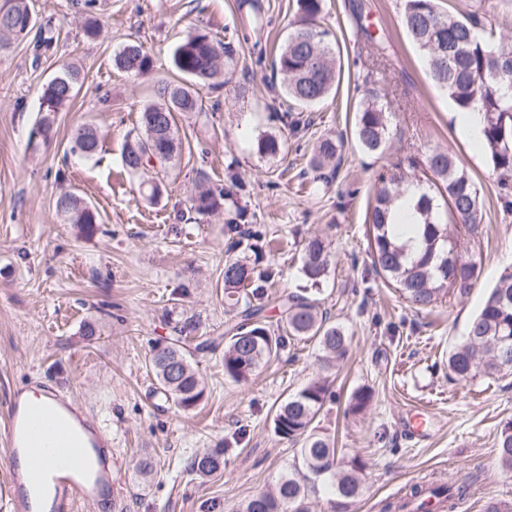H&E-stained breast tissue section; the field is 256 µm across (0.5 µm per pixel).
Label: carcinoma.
Listing matches in <instances>:
<instances>
[{"label":"carcinoma","instance_id":"carcinoma-1","mask_svg":"<svg viewBox=\"0 0 512 512\" xmlns=\"http://www.w3.org/2000/svg\"><path fill=\"white\" fill-rule=\"evenodd\" d=\"M10 10L0 14V52L12 41L27 37L36 20L29 0H8ZM299 20L272 60L273 77L282 80L285 99L301 107L325 100L340 81L335 62L337 52L330 31L319 25L323 0H297ZM350 14L370 44L376 37L361 25L365 4L354 0ZM401 23L407 35L424 54L429 74L437 88L463 112L482 117V147L489 169L500 177L502 199L512 207V37L501 31L495 16L483 6L458 17L443 10L438 0H401ZM117 69L130 74L151 70V56L138 44H127L114 56ZM234 64L232 41L219 44L206 32H188L171 53V69L177 80L166 82L158 90L159 100L146 105L140 128L126 136L122 165L130 174L152 169L166 170L179 150L176 113L199 112L200 89L205 87L219 67ZM81 74L67 65L43 85L39 111L44 116L36 131L44 138L52 130L51 114L61 111L76 94ZM392 112L379 91L364 79L356 105L353 137L367 154L381 156L391 137ZM97 129L90 124L79 127L73 137L72 152L90 159L98 148ZM258 154L276 158L285 149L280 136L265 133L258 137ZM344 147V137L317 140L310 162V183L328 184L336 170ZM431 178L416 204L421 215L423 253L410 261L407 248L398 242L392 230V215L407 183L401 166L381 169L367 208L369 253L375 272L396 289L407 306L416 313L430 311L448 295L464 297L478 283L476 262L465 254L467 241L482 234V198L469 173L460 167L448 150L431 149L425 158ZM226 187H201L192 199V207L201 214L213 213L224 200L240 188L234 174L227 175ZM55 210L64 223L90 238L98 230L100 215L81 195L66 191L55 200ZM247 221L243 210L225 224L228 250L246 246L254 255L224 262V304L235 312L236 322L224 336V377L248 383L263 366L279 360L290 337L314 339L327 362L344 359L348 353L347 336L336 325L327 324L319 313L315 294L327 276L332 254L326 239L313 236L305 240L300 272L306 286L297 292L274 298L281 317L272 325L264 315L269 295L262 287L274 278L271 268H262L258 260L270 242L262 232L241 229ZM195 325L185 321L173 327L174 336L152 348L150 369L157 390L179 410L190 411L201 404L206 388L188 357V335ZM512 267L504 270L491 289L480 312L468 324L461 344L448 354V370L458 381L481 374L496 379L512 372ZM373 391L356 390L344 411L359 415L369 406ZM334 400L330 383L323 377L311 380L295 395L278 406L273 414L276 435L298 449L303 467L310 474L304 482L293 474L281 477L275 491L249 500L241 512H309L307 498L315 482L329 480L337 499L329 502L330 512H347L349 504L362 492L357 473L364 468L361 458L339 455L335 437L314 426L322 407ZM502 468L512 471V421L505 423L495 445ZM224 470V449L209 448L188 458L184 472L200 479L216 476ZM467 491L464 484H414L405 497L384 505L387 512H454L457 501Z\"/></svg>","mask_w":512,"mask_h":512}]
</instances>
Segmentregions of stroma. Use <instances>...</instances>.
Instances as JSON below:
<instances>
[{"instance_id":"1","label":"stroma","mask_w":512,"mask_h":512,"mask_svg":"<svg viewBox=\"0 0 512 512\" xmlns=\"http://www.w3.org/2000/svg\"><path fill=\"white\" fill-rule=\"evenodd\" d=\"M253 2L263 25L245 28L226 84L201 90L202 111L178 114L182 147L168 172L141 177L125 171L121 152L144 105L173 78L171 49L194 28L223 39L239 0H31L38 25L53 31L52 49L37 64L25 40L0 52V409L25 385L55 389L96 417L112 439L122 512H202L206 501L215 502L214 512H237L292 471L297 449L275 434L273 411L325 373L340 398L324 406L318 426L366 463L351 512H381L399 489L426 478L468 481L457 512L512 503V472L495 453L501 426L512 421V375L459 383L443 367L489 288L512 266V209L502 205L496 175L483 151L458 135L460 111L402 30L399 0H366L370 27L386 34L387 52L378 59L355 37L349 0H325L319 22L338 38L339 88L302 112L298 133H286L270 63L297 20L296 0ZM89 15L101 26L98 37L84 33ZM129 43L151 56L149 72L133 76L115 67V53ZM68 64L81 71L78 91L57 113L49 138L31 143L42 86ZM367 74L394 114L388 149L377 160L347 145L329 184L311 190L302 173L313 145L328 132L351 134L356 86ZM82 124L100 137L89 160L70 153ZM265 132L287 135V158L257 153ZM435 147L455 156L481 188L483 232L470 245L480 278L469 295L418 314L373 270L365 214L381 167L398 164L421 176ZM229 170L241 190L223 210L198 215V180L220 185ZM145 179L163 184L156 202L139 192ZM63 189L78 191L99 212L92 238H76L57 216L54 199ZM239 208L274 241L265 259L275 271L268 292L303 288V240L331 241L318 299L328 323L349 336L348 356L336 368L325 370L315 342L291 339L249 384L225 379L222 344L234 316L224 310V226ZM187 319L217 347L194 354L207 397L184 413L157 393L148 358ZM87 322L95 323V336H83ZM363 386L374 390L373 402L344 418L346 399ZM204 448L223 449L224 470L203 483L183 466ZM144 455L155 462L147 482L133 470Z\"/></svg>"}]
</instances>
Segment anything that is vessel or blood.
Instances as JSON below:
<instances>
[{
  "label": "vessel or blood",
  "mask_w": 512,
  "mask_h": 512,
  "mask_svg": "<svg viewBox=\"0 0 512 512\" xmlns=\"http://www.w3.org/2000/svg\"><path fill=\"white\" fill-rule=\"evenodd\" d=\"M69 397L51 408L26 406L15 391L0 413V456L8 493L0 512H77L80 505L115 496L112 442L94 425L77 432Z\"/></svg>",
  "instance_id": "1"
}]
</instances>
